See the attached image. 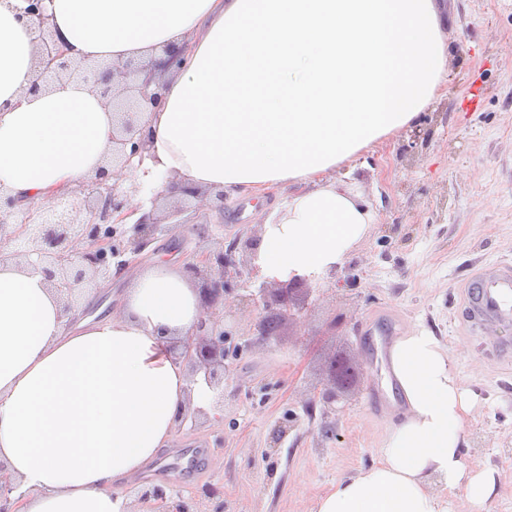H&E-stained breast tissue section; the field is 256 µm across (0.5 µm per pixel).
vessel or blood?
Listing matches in <instances>:
<instances>
[{
  "label": "vessel or blood",
  "mask_w": 512,
  "mask_h": 512,
  "mask_svg": "<svg viewBox=\"0 0 512 512\" xmlns=\"http://www.w3.org/2000/svg\"><path fill=\"white\" fill-rule=\"evenodd\" d=\"M462 317L474 331L486 322H512V263L492 272L480 267L473 270L466 285Z\"/></svg>",
  "instance_id": "1"
}]
</instances>
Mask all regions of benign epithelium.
Returning a JSON list of instances; mask_svg holds the SVG:
<instances>
[{"label": "benign epithelium", "mask_w": 512, "mask_h": 512, "mask_svg": "<svg viewBox=\"0 0 512 512\" xmlns=\"http://www.w3.org/2000/svg\"><path fill=\"white\" fill-rule=\"evenodd\" d=\"M25 13L38 19V70L31 89L38 90L39 81L50 73L91 80L102 86V95L112 99L113 124L112 157L109 167L100 169L87 185L85 203L76 210L79 218L50 222L48 212L53 204L40 207H22L11 197L4 198L6 208H0V244L24 239L32 248L24 252L3 253L7 258L25 259L40 271L49 286L64 302L65 310L72 311L82 292L98 279L111 273L112 258L129 252L140 255L159 232L178 229L175 221L181 210L174 208L161 222L150 211L143 214L134 226V234L125 237L123 219L126 197L139 192V187L124 188L120 173L133 158L144 159L148 141L141 134L139 121L145 106H155L162 98L163 86L153 76L157 71L178 68L183 62L186 45L165 48L166 59L157 61L141 59L117 61L102 71L66 58L65 51L53 39L44 0H25ZM235 266L232 251H212L201 254L186 265L187 272L204 283L200 291L202 313L193 332L170 345V354L187 364L192 382L203 375L208 387L214 389L224 379V359L229 354V344L237 335L234 326L224 319V293L228 284L229 268ZM307 279L292 277L286 281L272 280L260 288L259 297L250 298L255 307H263L268 314L257 318L254 333L264 342L279 336L282 317L300 305L309 294ZM358 372L344 357L333 360L330 367V387L322 392L326 403L336 401L337 393L355 385ZM14 486L0 464V512H19L18 501L12 498ZM140 499L154 502L156 512H203L199 500L181 495L173 499L164 489L154 486L144 490Z\"/></svg>", "instance_id": "obj_1"}]
</instances>
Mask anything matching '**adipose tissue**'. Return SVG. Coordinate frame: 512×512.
<instances>
[{
    "label": "adipose tissue",
    "instance_id": "obj_1",
    "mask_svg": "<svg viewBox=\"0 0 512 512\" xmlns=\"http://www.w3.org/2000/svg\"><path fill=\"white\" fill-rule=\"evenodd\" d=\"M0 0V189L42 203L75 188L112 150V106L92 84L30 85L34 18ZM55 42L89 67L189 42L162 72L141 123L150 155L124 184L156 182L260 195L289 190L261 226L266 280H316L341 264L377 212L329 175L411 126L441 95L448 54L437 0H45ZM176 263L140 271L124 309L67 328L42 274L0 263V463L20 512H128L121 482L171 441L188 406L206 408L170 342L200 314ZM408 405L378 462L336 482L317 512H448L441 488L485 502L494 474H465L471 401L447 348L417 327L389 352Z\"/></svg>",
    "mask_w": 512,
    "mask_h": 512
}]
</instances>
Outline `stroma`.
Instances as JSON below:
<instances>
[{"label": "stroma", "mask_w": 512, "mask_h": 512, "mask_svg": "<svg viewBox=\"0 0 512 512\" xmlns=\"http://www.w3.org/2000/svg\"><path fill=\"white\" fill-rule=\"evenodd\" d=\"M448 82L414 124L383 138L353 161V190L380 216L343 263L312 281L305 308L283 321L278 340L255 341L259 311L247 305L262 286L238 279L225 295L228 323L238 324V349L225 359L221 424L205 419L178 426L168 448L121 495L141 487L190 495L224 490V512H315L337 479L376 464L383 439L407 404L390 387L389 366H376L379 332L402 336L424 327L447 347L472 409L464 425L465 472L489 470L495 488L480 507L461 489L448 492V512H512V369L490 352L512 344V324L487 325L473 336L461 321L463 284L475 263L512 260V0H446ZM282 191L263 196L225 192L223 211L190 197H164L157 217L182 208L183 225L161 234L135 264L113 270L89 289L93 308H118L136 266L176 257L187 264L205 252L257 238L264 215ZM357 359L358 387L324 403L328 363ZM199 448L187 476L159 472L183 449Z\"/></svg>", "instance_id": "obj_1"}]
</instances>
